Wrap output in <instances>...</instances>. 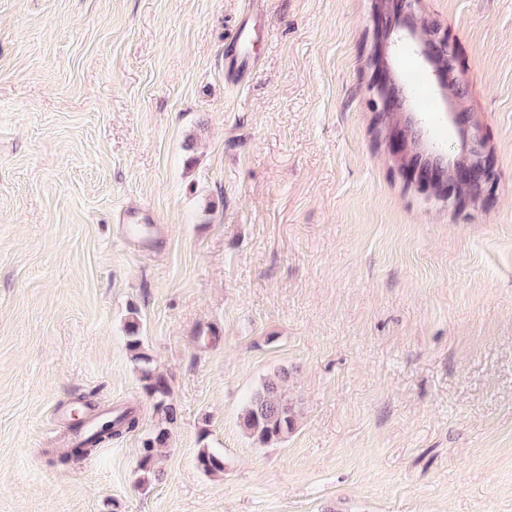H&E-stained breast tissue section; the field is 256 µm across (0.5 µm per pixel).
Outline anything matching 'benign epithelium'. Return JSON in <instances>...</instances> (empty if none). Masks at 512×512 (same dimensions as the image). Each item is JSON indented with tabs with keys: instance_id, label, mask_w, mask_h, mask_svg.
<instances>
[{
	"instance_id": "benign-epithelium-1",
	"label": "benign epithelium",
	"mask_w": 512,
	"mask_h": 512,
	"mask_svg": "<svg viewBox=\"0 0 512 512\" xmlns=\"http://www.w3.org/2000/svg\"><path fill=\"white\" fill-rule=\"evenodd\" d=\"M372 14L377 23V45L369 58V65L375 73V79L370 85L377 110L389 115L393 112L391 103L399 99L401 112L410 111L409 97L405 84L392 65V33L395 28L389 21L398 15L407 19L401 25L405 38L414 46L416 53L431 68L436 87L449 105L450 118L453 123H459L462 113L459 104L452 96L450 85L458 83L459 78L455 68V55L450 49L448 38L439 29L434 28L423 17L419 16L417 0H371ZM398 97H393V94ZM411 124L390 122L384 130L385 137L395 143L393 152L396 166L410 180L425 190H432V173L422 167L402 166L404 158L411 147L420 144L432 155L446 160L447 174L442 179L440 188L434 195L456 207L474 204L483 199L487 185L494 174L484 137L480 134L479 126L473 122L461 133L462 146L457 154L445 155L434 148L420 136H410Z\"/></svg>"
}]
</instances>
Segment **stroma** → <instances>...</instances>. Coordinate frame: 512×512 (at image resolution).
<instances>
[{"instance_id":"obj_1","label":"stroma","mask_w":512,"mask_h":512,"mask_svg":"<svg viewBox=\"0 0 512 512\" xmlns=\"http://www.w3.org/2000/svg\"><path fill=\"white\" fill-rule=\"evenodd\" d=\"M420 7L495 173L460 209L378 134L370 0H0V512H512V0ZM134 317L177 411L151 475ZM283 371L296 425L261 445L240 414ZM79 406L139 427L69 458Z\"/></svg>"}]
</instances>
